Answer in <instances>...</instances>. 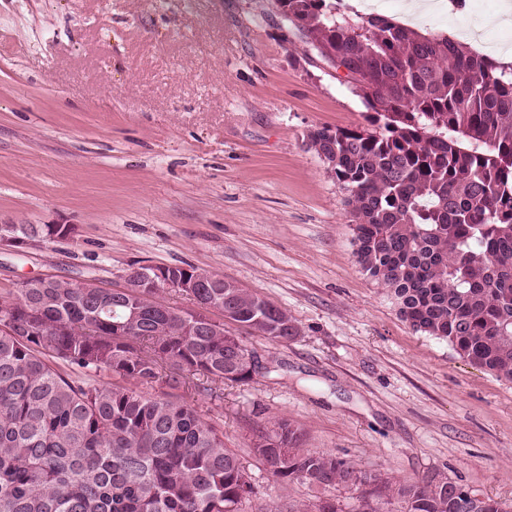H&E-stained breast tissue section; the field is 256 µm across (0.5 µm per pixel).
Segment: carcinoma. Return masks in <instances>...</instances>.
<instances>
[{"label": "carcinoma", "mask_w": 512, "mask_h": 512, "mask_svg": "<svg viewBox=\"0 0 512 512\" xmlns=\"http://www.w3.org/2000/svg\"><path fill=\"white\" fill-rule=\"evenodd\" d=\"M304 55L347 63L366 124L309 135L349 209L362 271L385 288L413 331L512 382V63L387 16L344 13L337 0H273ZM33 242L67 239L71 224H0ZM237 328L288 343V311L248 288H197ZM138 320L131 335L112 323ZM165 299L63 277L0 294V512H277L198 410L149 396L159 368L215 386L247 382L228 366L244 344L199 329ZM284 418L255 435L276 481L320 490L289 512H344L332 494L364 470L303 447ZM372 512H462L471 489L427 475L392 483L377 470Z\"/></svg>", "instance_id": "obj_1"}]
</instances>
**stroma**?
Returning <instances> with one entry per match:
<instances>
[{
    "mask_svg": "<svg viewBox=\"0 0 512 512\" xmlns=\"http://www.w3.org/2000/svg\"><path fill=\"white\" fill-rule=\"evenodd\" d=\"M421 33L468 48L502 8L468 0ZM271 0H0V224H72L73 238L0 251V293L46 275L118 288L140 264L224 276L284 308L298 336L246 337L274 372L211 395L207 413L280 512L256 430L285 418L305 447L409 481L438 474L512 512V382L415 333L355 256L344 195L310 132L364 122L358 90L283 40Z\"/></svg>",
    "mask_w": 512,
    "mask_h": 512,
    "instance_id": "1",
    "label": "stroma"
}]
</instances>
